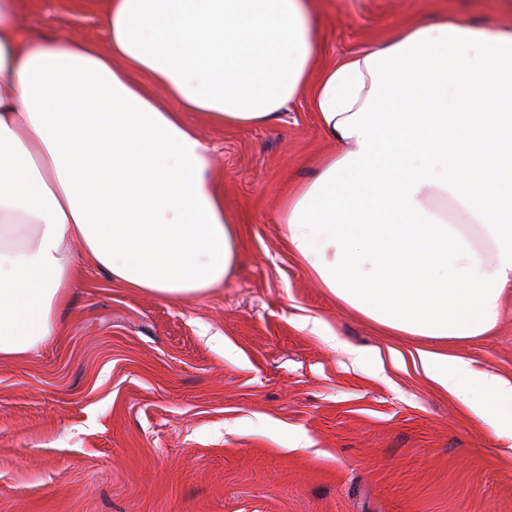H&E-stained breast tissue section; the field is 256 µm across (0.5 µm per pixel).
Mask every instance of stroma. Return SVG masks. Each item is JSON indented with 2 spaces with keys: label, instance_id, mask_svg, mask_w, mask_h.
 <instances>
[{
  "label": "stroma",
  "instance_id": "stroma-1",
  "mask_svg": "<svg viewBox=\"0 0 512 512\" xmlns=\"http://www.w3.org/2000/svg\"><path fill=\"white\" fill-rule=\"evenodd\" d=\"M442 11L502 18L496 0H318L316 66ZM22 20L108 46L98 8L28 0ZM197 131L237 269L167 302L80 264L57 336L0 360V512H512V445L414 365L426 337L345 305L288 247L284 201L336 148L308 98ZM444 350L512 380V288L492 332Z\"/></svg>",
  "mask_w": 512,
  "mask_h": 512
}]
</instances>
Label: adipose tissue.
I'll return each instance as SVG.
<instances>
[{
    "instance_id": "ef3b65f1",
    "label": "adipose tissue",
    "mask_w": 512,
    "mask_h": 512,
    "mask_svg": "<svg viewBox=\"0 0 512 512\" xmlns=\"http://www.w3.org/2000/svg\"><path fill=\"white\" fill-rule=\"evenodd\" d=\"M23 4L0 0V359L56 334L75 252L167 301L223 284L238 230L185 115L250 127L303 94L346 149L286 199L291 252L391 330L496 326L512 288V25L409 26L313 82V0H104L105 52L29 31ZM413 361L495 435L512 426V381L431 349Z\"/></svg>"
}]
</instances>
